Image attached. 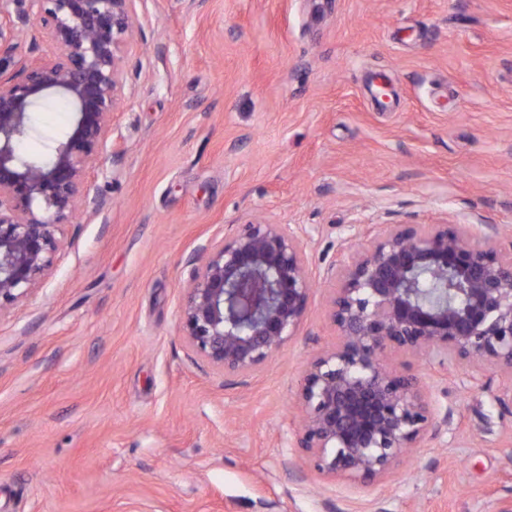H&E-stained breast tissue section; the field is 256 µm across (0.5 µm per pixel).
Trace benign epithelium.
Wrapping results in <instances>:
<instances>
[{"mask_svg":"<svg viewBox=\"0 0 512 512\" xmlns=\"http://www.w3.org/2000/svg\"><path fill=\"white\" fill-rule=\"evenodd\" d=\"M131 2L0 0V39L35 30L47 45L15 73L0 62V310L49 274L61 226L76 220L107 155L112 113L126 97ZM52 96L68 101L73 119L32 160L23 135ZM190 264L180 328L215 372L255 373L297 335L314 280L303 233L241 224ZM335 278L336 343L303 370L297 447L319 474L371 484L448 424L416 377L385 368L387 351L512 374V244L473 243L462 224H397L349 250Z\"/></svg>","mask_w":512,"mask_h":512,"instance_id":"7a95c632","label":"benign epithelium"}]
</instances>
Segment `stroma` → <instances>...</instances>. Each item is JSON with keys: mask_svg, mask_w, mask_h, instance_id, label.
I'll list each match as a JSON object with an SVG mask.
<instances>
[{"mask_svg": "<svg viewBox=\"0 0 512 512\" xmlns=\"http://www.w3.org/2000/svg\"><path fill=\"white\" fill-rule=\"evenodd\" d=\"M112 160L43 285L0 310V512H512V376L388 353L439 434L381 482L324 477L295 403L333 344L342 241L393 224L512 241V0H133ZM51 97L24 151L70 124ZM264 221L304 231L297 336L224 378L179 327L187 262Z\"/></svg>", "mask_w": 512, "mask_h": 512, "instance_id": "1", "label": "stroma"}]
</instances>
